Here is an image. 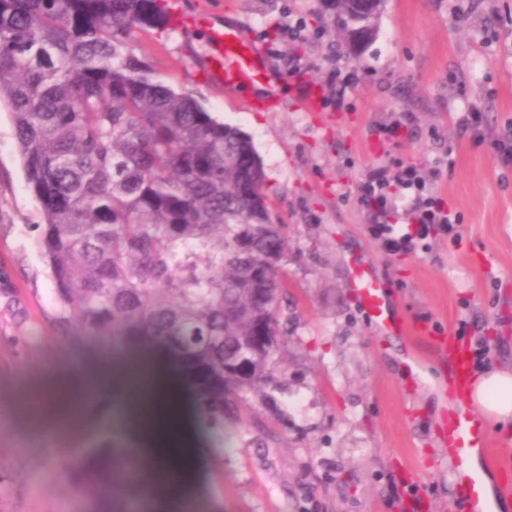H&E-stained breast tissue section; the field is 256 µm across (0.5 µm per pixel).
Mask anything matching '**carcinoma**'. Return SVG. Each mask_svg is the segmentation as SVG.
<instances>
[{"instance_id": "carcinoma-1", "label": "carcinoma", "mask_w": 512, "mask_h": 512, "mask_svg": "<svg viewBox=\"0 0 512 512\" xmlns=\"http://www.w3.org/2000/svg\"><path fill=\"white\" fill-rule=\"evenodd\" d=\"M385 0H337L345 29L378 19ZM167 32L165 0H0V105L43 216L37 247L49 269L56 323L72 354L93 339L109 351L147 338L200 364L235 397L266 392L288 343L280 320L281 264L268 269L274 309L251 305L255 265L287 255L285 225L271 217L265 171L252 141L192 95L164 84L137 57L131 34ZM253 177L259 192L238 184ZM0 303L17 304L0 267ZM267 319L279 343L249 353ZM250 357L241 375L224 360ZM199 425L224 451V395L201 389ZM101 478L125 466L112 438L87 446Z\"/></svg>"}]
</instances>
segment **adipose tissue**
Segmentation results:
<instances>
[{"label": "adipose tissue", "mask_w": 512, "mask_h": 512, "mask_svg": "<svg viewBox=\"0 0 512 512\" xmlns=\"http://www.w3.org/2000/svg\"><path fill=\"white\" fill-rule=\"evenodd\" d=\"M191 391L189 374L150 352L54 379L39 393L31 418L48 435L77 433L94 416L79 394L119 400L129 453L138 463L139 490L159 500L165 512H197L196 448L185 435L196 414ZM470 402L486 419L512 424V372L498 368L476 377ZM172 458L180 468L169 467Z\"/></svg>", "instance_id": "1"}]
</instances>
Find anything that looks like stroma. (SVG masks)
<instances>
[{
    "label": "stroma",
    "mask_w": 512,
    "mask_h": 512,
    "mask_svg": "<svg viewBox=\"0 0 512 512\" xmlns=\"http://www.w3.org/2000/svg\"><path fill=\"white\" fill-rule=\"evenodd\" d=\"M241 27L265 51L273 110L245 109L204 81L207 38L196 29L136 32L131 46L156 79L190 93L248 135L266 174L274 219L284 224L288 345L283 391L250 394L224 421V452L200 443L199 512H464L454 497L438 423L449 406L443 371L415 327L454 331L483 349L475 368H512V0H386L375 39L336 51L340 26L323 0H174ZM300 24L291 40L283 28ZM299 60L304 77L288 72ZM319 95L300 102L303 80ZM477 110V132L457 120ZM396 137L385 133L394 122ZM416 167L438 204L460 219L391 253L370 232L359 201L374 172ZM42 221L26 183L7 108H0V265L26 311L0 306V512H102L75 475L88 470L84 435L45 440L27 406L54 377L120 363L145 348L69 353L53 323L54 284L35 246ZM385 283L388 309L410 327L385 334L356 297L357 267Z\"/></svg>",
    "instance_id": "obj_1"
}]
</instances>
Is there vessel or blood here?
<instances>
[{
	"label": "vessel or blood",
	"mask_w": 512,
	"mask_h": 512,
	"mask_svg": "<svg viewBox=\"0 0 512 512\" xmlns=\"http://www.w3.org/2000/svg\"><path fill=\"white\" fill-rule=\"evenodd\" d=\"M181 23L209 32L201 71L205 81L235 91L268 76L262 49L243 30L214 24L205 11L182 18ZM358 280L359 294L372 319L386 333H404L405 321L391 315L386 307L384 287L365 269L359 270ZM429 342L448 365L442 392L450 396L452 404L443 415L440 445L452 469L454 493L466 504L468 512H497L498 499L488 490L487 473L499 468L500 463L484 421L469 406L473 379L470 352L456 337L445 333L430 337Z\"/></svg>",
	"instance_id": "b4317fda"
}]
</instances>
